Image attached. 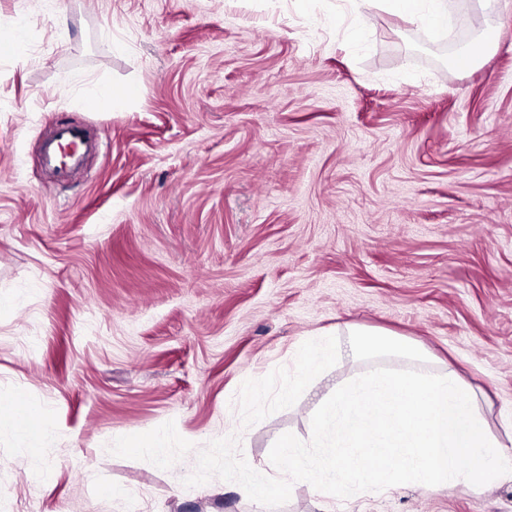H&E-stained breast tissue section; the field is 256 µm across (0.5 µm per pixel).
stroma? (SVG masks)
<instances>
[{
	"label": "stroma",
	"mask_w": 512,
	"mask_h": 512,
	"mask_svg": "<svg viewBox=\"0 0 512 512\" xmlns=\"http://www.w3.org/2000/svg\"><path fill=\"white\" fill-rule=\"evenodd\" d=\"M448 11L452 39L379 11L356 40L348 0H0V405L54 429L0 426V512H253L237 483L184 486L199 451L236 433L276 476L277 438L309 441L321 397L379 366L455 364L506 439L512 0L466 73L448 56L480 5ZM95 84L129 95L94 108ZM62 122L100 147L59 182L39 145ZM350 323L431 357L357 350ZM321 334L336 354L295 387ZM169 425L164 456L138 448ZM273 512H512V481H300ZM18 399L0 406V424H8L22 437L34 441L50 437L52 426L44 412L23 398Z\"/></svg>",
	"instance_id": "stroma-1"
}]
</instances>
